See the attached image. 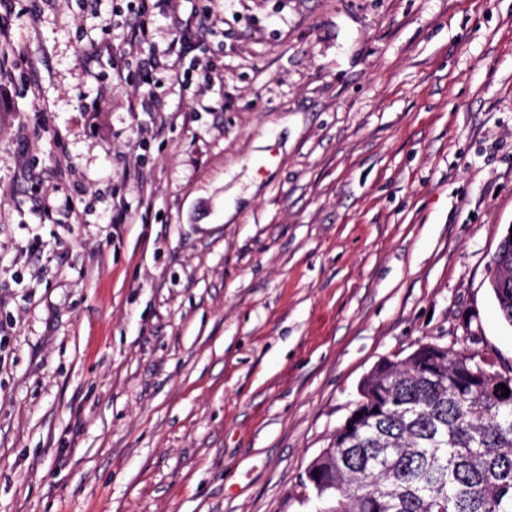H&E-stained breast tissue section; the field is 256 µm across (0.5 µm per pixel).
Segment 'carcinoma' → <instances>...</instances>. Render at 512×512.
<instances>
[{
  "mask_svg": "<svg viewBox=\"0 0 512 512\" xmlns=\"http://www.w3.org/2000/svg\"><path fill=\"white\" fill-rule=\"evenodd\" d=\"M489 287L512 326L507 236ZM369 384L379 399L309 466L321 469V512H512V371L431 343L419 362L384 366Z\"/></svg>",
  "mask_w": 512,
  "mask_h": 512,
  "instance_id": "cac0c4a2",
  "label": "carcinoma"
}]
</instances>
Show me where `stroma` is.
<instances>
[{"label": "stroma", "instance_id": "1", "mask_svg": "<svg viewBox=\"0 0 512 512\" xmlns=\"http://www.w3.org/2000/svg\"><path fill=\"white\" fill-rule=\"evenodd\" d=\"M202 13L210 85L133 112L126 0L11 2L0 512H319L379 359L512 370V0H174L156 45ZM489 287L501 317L512 326V239L507 232L501 239L493 266L489 268Z\"/></svg>", "mask_w": 512, "mask_h": 512}]
</instances>
